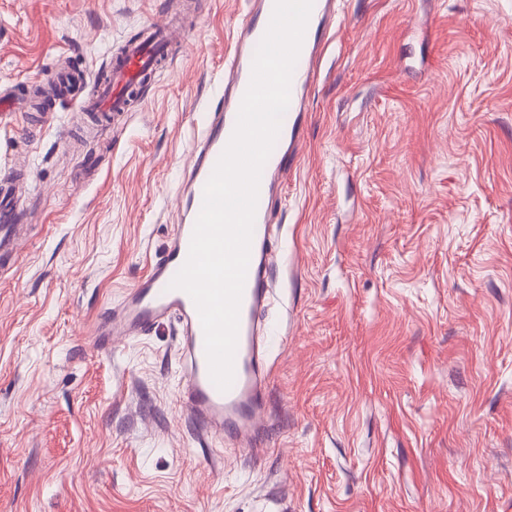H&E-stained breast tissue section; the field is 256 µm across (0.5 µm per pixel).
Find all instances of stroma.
<instances>
[{
	"mask_svg": "<svg viewBox=\"0 0 512 512\" xmlns=\"http://www.w3.org/2000/svg\"><path fill=\"white\" fill-rule=\"evenodd\" d=\"M273 202L264 455L199 439L173 322L92 348L171 240L248 0H0V92L180 35L127 112L0 124V512H512V0H336ZM27 179L15 174H7L0 179V269L1 273L10 269L19 251V243L27 237L23 224H15L17 208L27 188ZM2 263V264H1Z\"/></svg>",
	"mask_w": 512,
	"mask_h": 512,
	"instance_id": "obj_1",
	"label": "stroma"
}]
</instances>
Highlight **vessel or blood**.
Returning a JSON list of instances; mask_svg holds the SVG:
<instances>
[{"label": "vessel or blood", "instance_id": "b4317fda", "mask_svg": "<svg viewBox=\"0 0 512 512\" xmlns=\"http://www.w3.org/2000/svg\"><path fill=\"white\" fill-rule=\"evenodd\" d=\"M273 7L274 0H250L248 13L237 28L220 101L206 115L204 141L192 160L189 190L181 202V220L173 227L172 242L152 274L132 288L120 306L104 313L94 329L93 340L94 346L105 350L115 340L148 335L161 319L174 320L186 375L179 399L197 435L205 439L229 438L252 456L261 454L268 432L267 339L261 336L260 329L261 316L270 307L275 288L269 204L283 185L289 159L295 157L302 145L305 100L315 78L314 61L330 28L333 0H314L293 71L289 115L280 126L276 144L262 171L239 312L234 380L227 391H220L210 378L203 328L192 298L184 291L171 288L170 283L188 257L205 185L234 131L250 83L253 58ZM172 37L167 25L147 23L141 38L127 44L113 57L111 80L80 99V111L108 114L125 111L130 95L155 68ZM26 188L23 177L11 173L0 177V268L5 270L10 269L20 241L27 236L23 225L14 220L16 204Z\"/></svg>", "mask_w": 512, "mask_h": 512}]
</instances>
